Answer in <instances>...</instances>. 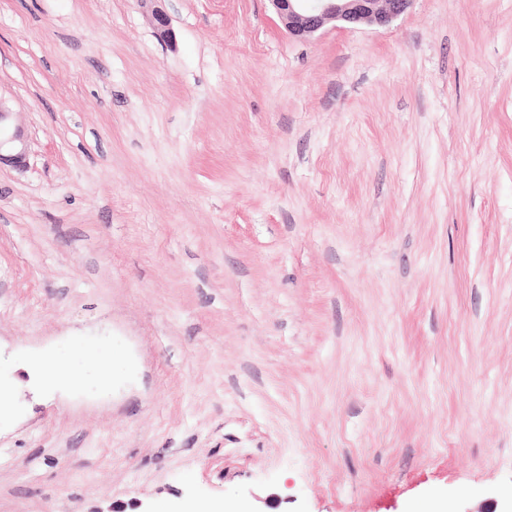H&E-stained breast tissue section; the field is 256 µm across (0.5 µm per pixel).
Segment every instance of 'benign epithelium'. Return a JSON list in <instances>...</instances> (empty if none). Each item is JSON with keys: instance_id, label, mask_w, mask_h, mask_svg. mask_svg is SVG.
Instances as JSON below:
<instances>
[{"instance_id": "1", "label": "benign epithelium", "mask_w": 512, "mask_h": 512, "mask_svg": "<svg viewBox=\"0 0 512 512\" xmlns=\"http://www.w3.org/2000/svg\"><path fill=\"white\" fill-rule=\"evenodd\" d=\"M140 7L162 41L173 38L165 0H138ZM288 34L305 40L330 23L384 27L404 15L414 0H271ZM13 112L0 97V164L26 166L27 143L20 127L10 128Z\"/></svg>"}]
</instances>
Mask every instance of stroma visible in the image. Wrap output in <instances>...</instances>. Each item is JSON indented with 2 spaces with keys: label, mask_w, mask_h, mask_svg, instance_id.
Segmentation results:
<instances>
[{
  "label": "stroma",
  "mask_w": 512,
  "mask_h": 512,
  "mask_svg": "<svg viewBox=\"0 0 512 512\" xmlns=\"http://www.w3.org/2000/svg\"><path fill=\"white\" fill-rule=\"evenodd\" d=\"M163 7L0 0V512H505L512 0ZM140 7L154 29V33L162 41L173 38L170 27V18L162 6L165 0H138ZM288 34L305 40L336 23L384 27L404 15L414 0H271ZM12 112L8 103L0 96V166L9 163L17 168L26 166L27 143L20 127L10 128ZM7 151L3 154L2 151Z\"/></svg>",
  "instance_id": "35a3bbf8"
}]
</instances>
